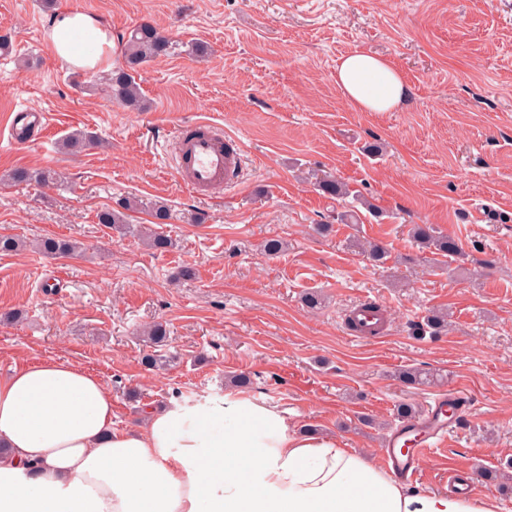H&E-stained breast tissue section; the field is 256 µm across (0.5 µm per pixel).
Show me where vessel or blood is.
Wrapping results in <instances>:
<instances>
[{"label": "vessel or blood", "mask_w": 512, "mask_h": 512, "mask_svg": "<svg viewBox=\"0 0 512 512\" xmlns=\"http://www.w3.org/2000/svg\"><path fill=\"white\" fill-rule=\"evenodd\" d=\"M49 126L44 112L11 109L7 118L9 139L26 144L40 137ZM177 175L182 183L198 193H213L239 184L243 172V149L238 140L215 132L202 121L182 122L175 131ZM384 306L378 301H365L352 308L348 317L356 325L355 339L370 340L382 319ZM453 422L446 407L431 409L425 418L409 421L396 429L388 440L385 465L407 481H415L414 458L443 442Z\"/></svg>", "instance_id": "1"}]
</instances>
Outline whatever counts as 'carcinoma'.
Here are the masks:
<instances>
[{
    "label": "carcinoma",
    "instance_id": "carcinoma-1",
    "mask_svg": "<svg viewBox=\"0 0 512 512\" xmlns=\"http://www.w3.org/2000/svg\"><path fill=\"white\" fill-rule=\"evenodd\" d=\"M172 49L170 41L153 24L143 22L135 26L124 43V64L112 69L105 82L108 96L121 102L133 111L143 108V100L134 73L143 64L167 54ZM102 143L91 133L75 130L58 143V151L66 155L82 153ZM10 180L16 185L32 183L47 185L55 180L54 174L48 170L18 167L12 170ZM320 190L331 196L348 194L346 185L333 176H326L319 182ZM136 207V201L127 200L121 209L105 207L98 211L97 220L107 224L120 234H127L131 226L126 224L125 211ZM410 235L424 248L442 256H452L459 252L458 242L451 236L443 235L430 224H414L409 230ZM144 244L156 252H166L173 246L172 239L162 233L142 234ZM33 246L47 255H74L79 252V243L58 237H45L29 244L17 236L0 235V254H12ZM410 333L415 337L439 336L448 330V312L432 310L419 320L409 323ZM150 350L143 353L142 363L150 369L159 370L164 367L165 359L156 354L154 348L166 342L167 332L163 325L156 323L143 331Z\"/></svg>",
    "mask_w": 512,
    "mask_h": 512
}]
</instances>
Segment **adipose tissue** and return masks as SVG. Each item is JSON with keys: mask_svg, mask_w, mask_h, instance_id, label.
Returning a JSON list of instances; mask_svg holds the SVG:
<instances>
[{"mask_svg": "<svg viewBox=\"0 0 512 512\" xmlns=\"http://www.w3.org/2000/svg\"><path fill=\"white\" fill-rule=\"evenodd\" d=\"M77 68L105 69L112 30L65 12L50 33ZM336 85L362 112H391L410 87L383 56L355 52ZM98 376L49 361L0 379V512H495L491 495L413 492L334 435L289 431L242 395L150 408L116 427Z\"/></svg>", "mask_w": 512, "mask_h": 512, "instance_id": "adipose-tissue-1", "label": "adipose tissue"}]
</instances>
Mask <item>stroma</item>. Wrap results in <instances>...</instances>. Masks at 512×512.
Instances as JSON below:
<instances>
[{"label":"stroma","mask_w":512,"mask_h":512,"mask_svg":"<svg viewBox=\"0 0 512 512\" xmlns=\"http://www.w3.org/2000/svg\"><path fill=\"white\" fill-rule=\"evenodd\" d=\"M66 11L93 13L124 37L141 22L173 43L136 75L149 108L110 99L104 70L72 68L48 37ZM0 109L53 113L43 137H0V234L79 240L81 255L0 256V378L70 360L100 377L114 422L139 426L144 407L193 405L252 379L247 396L290 429L333 434L381 457L399 404L428 408L459 393L463 423L419 462V492H443L448 470L473 471L499 512H512V0H0ZM387 57L410 97L392 112H361L336 85L339 59ZM204 119L238 137L244 180L197 195L175 175L174 127ZM85 129L105 148L58 153ZM377 144L380 154L367 152ZM17 167L61 170L64 183L10 185ZM333 172L343 197L316 176ZM133 198L134 228L171 217L165 253L134 233L117 237L97 212ZM370 208H363L361 200ZM357 210L359 223L340 220ZM430 224L460 248L448 258L409 236ZM379 242L376 263L357 238ZM269 238L286 251L264 253ZM191 267L189 279L177 278ZM322 303L311 309L306 294ZM376 299L389 311L376 343L350 339L347 308ZM451 312L446 334L418 340L407 324ZM162 323L166 370L141 362V327ZM429 370L407 386L400 371Z\"/></svg>","instance_id":"stroma-1"}]
</instances>
